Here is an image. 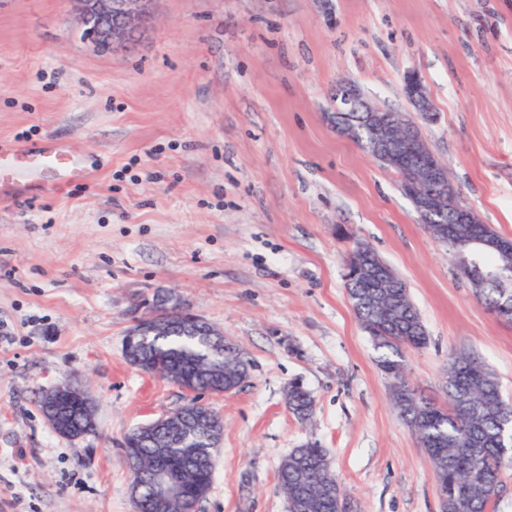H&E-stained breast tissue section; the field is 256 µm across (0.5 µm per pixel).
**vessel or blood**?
<instances>
[{
  "label": "vessel or blood",
  "instance_id": "obj_1",
  "mask_svg": "<svg viewBox=\"0 0 512 512\" xmlns=\"http://www.w3.org/2000/svg\"><path fill=\"white\" fill-rule=\"evenodd\" d=\"M90 173L83 156L75 154L64 142L48 138L33 151L0 149V197L14 195L16 187L28 175H38L37 188L52 195Z\"/></svg>",
  "mask_w": 512,
  "mask_h": 512
}]
</instances>
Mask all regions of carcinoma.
<instances>
[{
	"mask_svg": "<svg viewBox=\"0 0 512 512\" xmlns=\"http://www.w3.org/2000/svg\"><path fill=\"white\" fill-rule=\"evenodd\" d=\"M442 221L444 237L436 241L446 247L454 262L467 257L461 246L473 235L492 245L484 258L497 273L493 282L469 281L476 298L489 309L506 305L512 309V244L489 224H455L451 211L436 215ZM349 300L357 317L382 350L381 369L392 379L390 397L406 423L429 436L427 448L434 477L447 501L443 512H484L488 491L499 484L502 469L499 459L498 406L504 399L496 374L467 353L455 354L448 366L445 391L449 408L445 409L420 396L402 383L406 364L402 348H421L428 336L421 316L414 306L409 288H375L370 273L361 271L346 277ZM393 308V324L385 325L381 313ZM133 347L144 349L142 368L166 377L176 374L184 384L202 390L236 385L248 372L247 362L227 356L219 342L204 340L190 333L174 332L168 336L145 339L136 336ZM289 411L301 420L313 413L310 394L300 385L288 388ZM208 434L193 430L184 436L157 434L154 442L132 440L124 446V457L132 474L143 480L160 460H166L186 486L178 500L158 502L148 486H143L134 512H198L200 502L211 488L215 469L212 449L205 447ZM477 470L483 484L466 481ZM335 477L327 452L315 442L291 450L278 468V487L305 488ZM301 512H337L331 503L314 491Z\"/></svg>",
	"mask_w": 512,
	"mask_h": 512,
	"instance_id": "1",
	"label": "carcinoma"
}]
</instances>
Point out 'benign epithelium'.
I'll return each mask as SVG.
<instances>
[{
	"instance_id": "7a95c632",
	"label": "benign epithelium",
	"mask_w": 512,
	"mask_h": 512,
	"mask_svg": "<svg viewBox=\"0 0 512 512\" xmlns=\"http://www.w3.org/2000/svg\"><path fill=\"white\" fill-rule=\"evenodd\" d=\"M78 21L89 42L100 52H107L117 46L135 40L152 15L153 0H71ZM404 91L416 112L418 119L431 118L434 106L421 80L414 74L406 77ZM333 98L336 112L330 119L337 123L344 112L361 113V122L371 130V141L365 145L373 157L382 156L389 160V169L401 185L409 189L420 213L437 211L448 206V197L455 199V223L477 224L479 218L467 206L460 203L457 189L448 174V166L433 152L430 145L417 133L414 121L404 120L398 124L377 120L379 108L368 100L361 88L353 81L336 82ZM370 266L376 287L393 285L387 278L385 262L374 257V250L363 245L357 246L346 259V268ZM181 328L197 336L212 338L224 334L193 313L180 300L165 299L160 305H152L136 317L126 332V339L133 336H166L174 329ZM83 410L81 426H73L62 414V409L71 402ZM197 411L195 417L207 421L216 428L223 427L220 416L209 406L193 402ZM44 418L50 429L69 439H78L92 433L96 428V402L88 390L79 382L66 380L45 392L42 398ZM165 425L171 432L180 433L187 424L185 414L175 409L141 425L131 434L142 439L150 437L157 424ZM155 493L160 498L181 496L184 486L178 484L167 468L157 466L153 471Z\"/></svg>"
}]
</instances>
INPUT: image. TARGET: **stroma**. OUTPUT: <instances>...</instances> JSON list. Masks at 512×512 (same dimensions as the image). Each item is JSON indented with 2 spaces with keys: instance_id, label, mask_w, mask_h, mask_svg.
<instances>
[{
  "instance_id": "1",
  "label": "stroma",
  "mask_w": 512,
  "mask_h": 512,
  "mask_svg": "<svg viewBox=\"0 0 512 512\" xmlns=\"http://www.w3.org/2000/svg\"><path fill=\"white\" fill-rule=\"evenodd\" d=\"M480 221L512 239V0H155L129 48L84 39L71 0H0V146L67 142L91 175L0 200V512H133L123 440L188 394L124 356L163 289L234 341L241 386L205 394L224 434L199 512H287L281 460L326 448L353 512H441L393 407L345 260L364 242L408 284L429 336L404 351L440 405L468 353L512 398V322L474 297L393 173L327 118L337 80L411 118ZM80 379L96 430L54 433L40 401ZM300 384L312 418L288 410ZM404 91L417 118L422 121L429 120L431 112H434V106L424 85L415 74L406 77Z\"/></svg>"
}]
</instances>
